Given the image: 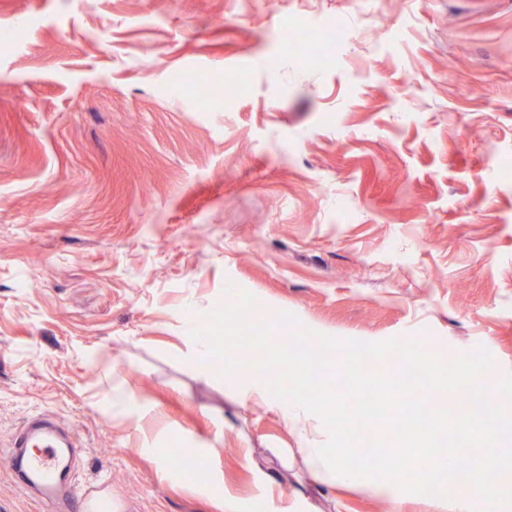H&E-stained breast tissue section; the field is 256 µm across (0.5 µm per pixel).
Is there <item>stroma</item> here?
I'll list each match as a JSON object with an SVG mask.
<instances>
[{
  "label": "stroma",
  "instance_id": "obj_1",
  "mask_svg": "<svg viewBox=\"0 0 512 512\" xmlns=\"http://www.w3.org/2000/svg\"><path fill=\"white\" fill-rule=\"evenodd\" d=\"M350 31L299 58L300 33ZM0 512L51 414L112 512H431L187 354L227 285L512 373V0H0ZM225 84L206 99L190 77ZM166 448L195 449L198 472Z\"/></svg>",
  "mask_w": 512,
  "mask_h": 512
}]
</instances>
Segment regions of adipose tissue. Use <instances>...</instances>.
Here are the masks:
<instances>
[{
	"mask_svg": "<svg viewBox=\"0 0 512 512\" xmlns=\"http://www.w3.org/2000/svg\"><path fill=\"white\" fill-rule=\"evenodd\" d=\"M247 403L256 402L279 413L297 433L303 445L302 453L316 476L324 483L336 486H358L377 495L391 497L407 487L411 479L401 470H390L384 480L370 481L352 472L343 448L324 447V437L336 431V407L324 400L291 398L282 400L280 390L261 371L238 370L224 378Z\"/></svg>",
	"mask_w": 512,
	"mask_h": 512,
	"instance_id": "obj_1",
	"label": "adipose tissue"
}]
</instances>
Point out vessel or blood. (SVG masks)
I'll return each instance as SVG.
<instances>
[{
	"mask_svg": "<svg viewBox=\"0 0 512 512\" xmlns=\"http://www.w3.org/2000/svg\"><path fill=\"white\" fill-rule=\"evenodd\" d=\"M21 489L37 494L53 512H77L91 489L73 462V444L63 438L57 419L36 417L15 435L10 455Z\"/></svg>",
	"mask_w": 512,
	"mask_h": 512,
	"instance_id": "b4317fda",
	"label": "vessel or blood"
}]
</instances>
